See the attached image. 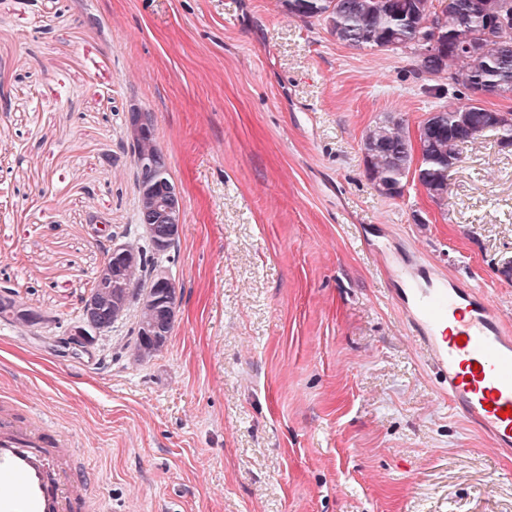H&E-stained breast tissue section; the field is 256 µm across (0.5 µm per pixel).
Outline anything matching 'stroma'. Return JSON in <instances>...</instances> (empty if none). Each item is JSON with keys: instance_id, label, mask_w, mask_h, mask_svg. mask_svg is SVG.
Instances as JSON below:
<instances>
[{"instance_id": "35a3bbf8", "label": "stroma", "mask_w": 512, "mask_h": 512, "mask_svg": "<svg viewBox=\"0 0 512 512\" xmlns=\"http://www.w3.org/2000/svg\"><path fill=\"white\" fill-rule=\"evenodd\" d=\"M281 0H0V392L76 438L105 512H512V458L453 408L376 254L415 245L512 320V146L464 149L448 199L381 196L361 151L457 103ZM152 112L184 204L172 334L62 342L104 254L140 235L125 118Z\"/></svg>"}]
</instances>
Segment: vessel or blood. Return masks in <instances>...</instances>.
<instances>
[{
  "label": "vessel or blood",
  "instance_id": "1",
  "mask_svg": "<svg viewBox=\"0 0 512 512\" xmlns=\"http://www.w3.org/2000/svg\"><path fill=\"white\" fill-rule=\"evenodd\" d=\"M393 293L454 408L512 456V325L475 284L449 279L416 249L386 256ZM0 512H100L74 438L0 400Z\"/></svg>",
  "mask_w": 512,
  "mask_h": 512
}]
</instances>
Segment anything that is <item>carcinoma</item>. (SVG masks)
Here are the masks:
<instances>
[{
  "instance_id": "1",
  "label": "carcinoma",
  "mask_w": 512,
  "mask_h": 512,
  "mask_svg": "<svg viewBox=\"0 0 512 512\" xmlns=\"http://www.w3.org/2000/svg\"><path fill=\"white\" fill-rule=\"evenodd\" d=\"M288 14L324 23L336 40L353 48L370 47L383 51L410 53L422 71L438 75L459 85L457 105L439 109L434 115V130L420 138L422 162L419 183L434 199L448 197V169L461 161L463 148L497 132L500 143L512 145V118L498 119L481 105L485 96L512 92V0H451L439 8L438 0H282ZM440 47L434 54L424 53L427 40ZM366 171L379 191L387 196L403 194L412 163V142L403 120L387 116L367 128L361 141ZM139 151L157 154L162 181L155 193L173 183L167 159L155 131L137 144ZM140 224L156 225V234L164 225L157 223L148 193L138 189ZM137 245L142 262L135 266L118 263L104 248L105 260L113 274L119 275L130 288L144 287L166 252L156 249L153 240L144 238ZM98 299L94 309L82 308L81 319L101 331L112 328L118 318L102 297L99 288H91ZM154 313L139 310L137 336L133 344L135 357L148 361L158 346L142 335L144 325Z\"/></svg>"
}]
</instances>
